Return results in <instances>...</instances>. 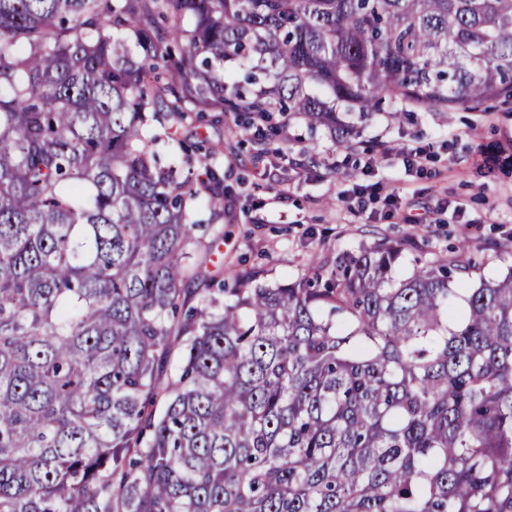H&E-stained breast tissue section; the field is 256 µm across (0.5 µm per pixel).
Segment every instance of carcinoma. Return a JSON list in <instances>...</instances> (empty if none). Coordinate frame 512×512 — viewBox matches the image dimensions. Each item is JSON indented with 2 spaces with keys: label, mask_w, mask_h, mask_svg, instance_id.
Here are the masks:
<instances>
[{
  "label": "carcinoma",
  "mask_w": 512,
  "mask_h": 512,
  "mask_svg": "<svg viewBox=\"0 0 512 512\" xmlns=\"http://www.w3.org/2000/svg\"><path fill=\"white\" fill-rule=\"evenodd\" d=\"M501 100L512 0H0V512H512V273L222 277L176 136Z\"/></svg>",
  "instance_id": "1"
}]
</instances>
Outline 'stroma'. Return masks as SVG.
I'll return each mask as SVG.
<instances>
[{
    "label": "stroma",
    "mask_w": 512,
    "mask_h": 512,
    "mask_svg": "<svg viewBox=\"0 0 512 512\" xmlns=\"http://www.w3.org/2000/svg\"><path fill=\"white\" fill-rule=\"evenodd\" d=\"M188 143L220 145L228 213L222 239L214 242L217 268L260 272L275 283L331 270L339 253L380 239L412 245L397 264L413 273L412 257L433 259L468 237L481 261L480 276L499 280L512 271V105L481 111L416 110L397 121L374 115L361 137L395 146L426 147L417 169L394 156L369 162L360 151L309 137L299 120L280 136L261 142L231 120L187 117L179 129ZM380 182L398 202L366 192ZM421 212L433 206L430 223H403L396 205Z\"/></svg>",
    "instance_id": "35a3bbf8"
}]
</instances>
